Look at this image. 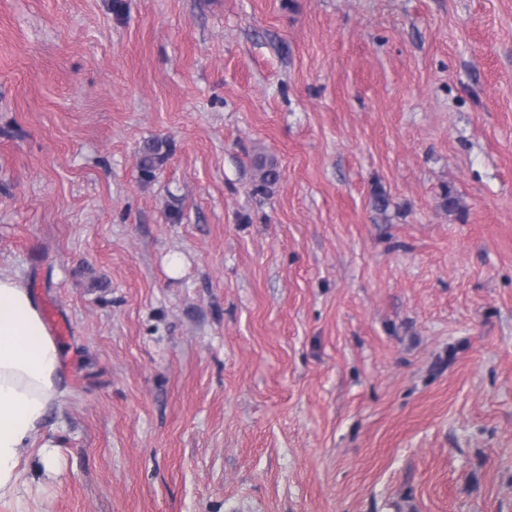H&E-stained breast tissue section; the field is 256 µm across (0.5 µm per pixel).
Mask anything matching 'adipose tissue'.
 Returning <instances> with one entry per match:
<instances>
[{
  "label": "adipose tissue",
  "mask_w": 512,
  "mask_h": 512,
  "mask_svg": "<svg viewBox=\"0 0 512 512\" xmlns=\"http://www.w3.org/2000/svg\"><path fill=\"white\" fill-rule=\"evenodd\" d=\"M60 358L31 294L0 277V503L16 499L20 450L62 395Z\"/></svg>",
  "instance_id": "ef3b65f1"
}]
</instances>
